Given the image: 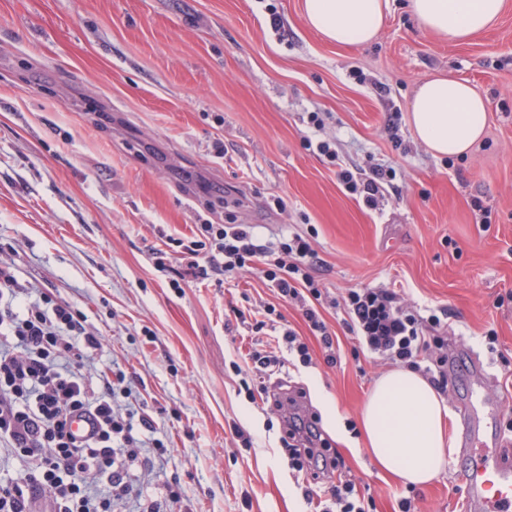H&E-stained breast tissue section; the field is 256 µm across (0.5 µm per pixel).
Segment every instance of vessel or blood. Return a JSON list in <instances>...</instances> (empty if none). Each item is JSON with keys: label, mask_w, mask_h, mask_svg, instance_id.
<instances>
[{"label": "vessel or blood", "mask_w": 512, "mask_h": 512, "mask_svg": "<svg viewBox=\"0 0 512 512\" xmlns=\"http://www.w3.org/2000/svg\"><path fill=\"white\" fill-rule=\"evenodd\" d=\"M465 414L462 439L475 458L474 465L461 475L465 512H512V448L503 445L496 431L481 446H473L484 407L471 405Z\"/></svg>", "instance_id": "vessel-or-blood-1"}]
</instances>
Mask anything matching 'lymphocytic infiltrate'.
Segmentation results:
<instances>
[{"mask_svg": "<svg viewBox=\"0 0 512 512\" xmlns=\"http://www.w3.org/2000/svg\"><path fill=\"white\" fill-rule=\"evenodd\" d=\"M338 178L373 207L388 173L345 165ZM168 246L158 261L176 255L196 280L260 271L282 300L299 303L325 362L337 363V338L318 310L323 291L311 274L316 253L307 238L292 233L266 245L240 224H200L191 240L173 238ZM24 293L11 267L0 263V459L21 465L19 473L0 472V512H115L134 490V468L149 469L166 447L150 418L121 408L129 392L125 373L95 368L101 339L87 331L82 312L48 295L28 301ZM344 310L343 324L361 350L413 368L447 392L452 350L436 331L437 314L421 316L383 287L349 290ZM265 400L282 414L280 443L291 468L325 487L315 512H372L345 479L344 458L322 439L318 417L287 413L274 393ZM75 413L95 419L94 432L82 441L67 429Z\"/></svg>", "mask_w": 512, "mask_h": 512, "instance_id": "1", "label": "lymphocytic infiltrate"}]
</instances>
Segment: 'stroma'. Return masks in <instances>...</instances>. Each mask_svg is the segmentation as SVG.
<instances>
[{
	"label": "stroma",
	"mask_w": 512,
	"mask_h": 512,
	"mask_svg": "<svg viewBox=\"0 0 512 512\" xmlns=\"http://www.w3.org/2000/svg\"><path fill=\"white\" fill-rule=\"evenodd\" d=\"M438 73L487 103L484 137L460 158L433 157L408 123L415 89ZM313 135L335 142L340 163L307 147ZM376 163L393 178L371 209L338 167ZM206 222L307 236L331 302L393 284L418 312L446 310L462 361L443 396L451 453L436 479L382 475L353 430L391 366L360 350L342 308L322 310L340 338L330 366L258 272L171 287L155 252ZM0 261L32 297L82 311L102 338L97 369L125 372L167 448L144 499L118 512H143L168 483L184 512H309L246 362L256 348L284 357L276 381L306 389L374 512H400L404 497L417 512H460L461 409L479 398L468 355L491 375L498 425L512 415V0L466 44L388 0L376 39L349 48L308 24L304 0H0ZM287 328L311 366L288 358Z\"/></svg>",
	"instance_id": "1"
}]
</instances>
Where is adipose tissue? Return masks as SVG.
Listing matches in <instances>:
<instances>
[{
  "label": "adipose tissue",
  "mask_w": 512,
  "mask_h": 512,
  "mask_svg": "<svg viewBox=\"0 0 512 512\" xmlns=\"http://www.w3.org/2000/svg\"><path fill=\"white\" fill-rule=\"evenodd\" d=\"M388 0H304L310 26L339 47L376 38ZM504 0H409L418 23L435 36L465 43L491 28ZM409 122L435 156L460 157L478 143L488 122L486 103L465 80L435 76L415 91ZM448 409L419 372L398 368L382 375L362 408L360 425L369 454L384 473L420 486L443 469Z\"/></svg>",
  "instance_id": "adipose-tissue-1"
}]
</instances>
